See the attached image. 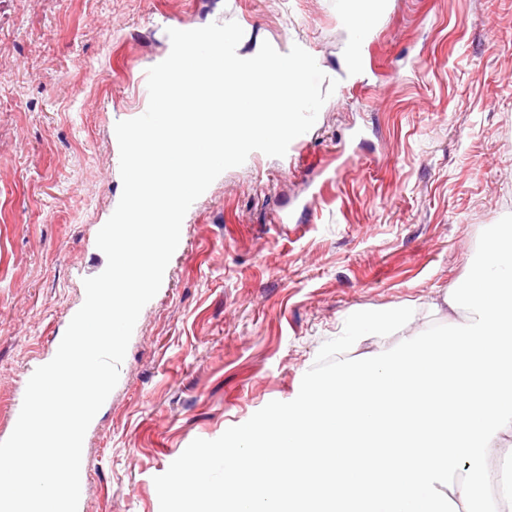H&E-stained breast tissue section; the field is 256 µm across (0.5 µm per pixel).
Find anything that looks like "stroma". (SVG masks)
Returning a JSON list of instances; mask_svg holds the SVG:
<instances>
[{
  "mask_svg": "<svg viewBox=\"0 0 512 512\" xmlns=\"http://www.w3.org/2000/svg\"><path fill=\"white\" fill-rule=\"evenodd\" d=\"M230 20L238 55L297 44L338 86L291 157L247 158L186 213L86 432L78 512H160L154 477L293 400L350 314L440 322L512 213V0H385L363 82L336 0H0V441L107 263L116 123L146 111L168 29Z\"/></svg>",
  "mask_w": 512,
  "mask_h": 512,
  "instance_id": "stroma-1",
  "label": "stroma"
}]
</instances>
